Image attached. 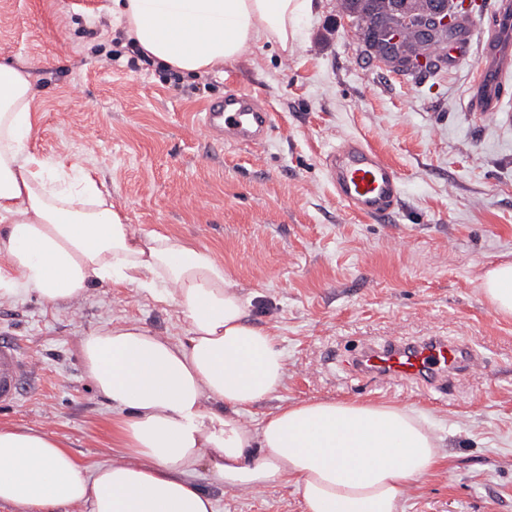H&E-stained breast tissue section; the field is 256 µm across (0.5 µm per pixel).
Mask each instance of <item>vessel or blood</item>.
Instances as JSON below:
<instances>
[{
	"label": "vessel or blood",
	"mask_w": 512,
	"mask_h": 512,
	"mask_svg": "<svg viewBox=\"0 0 512 512\" xmlns=\"http://www.w3.org/2000/svg\"><path fill=\"white\" fill-rule=\"evenodd\" d=\"M495 21L482 41L471 111L496 114L502 90L512 80V0H500ZM210 139L238 144L263 142L272 129V115L248 94L235 92L211 105L199 122ZM337 199L355 214L391 221L401 198L398 172L357 139L341 142L327 159ZM359 376L391 386L410 385L445 393L448 385L475 375L482 363L460 336L392 337L363 345L352 360ZM30 362L10 340L0 338V405L16 402Z\"/></svg>",
	"instance_id": "1"
}]
</instances>
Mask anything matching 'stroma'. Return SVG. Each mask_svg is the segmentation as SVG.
<instances>
[{
	"label": "stroma",
	"mask_w": 512,
	"mask_h": 512,
	"mask_svg": "<svg viewBox=\"0 0 512 512\" xmlns=\"http://www.w3.org/2000/svg\"><path fill=\"white\" fill-rule=\"evenodd\" d=\"M497 2L482 0L438 71L385 68L338 0H312L292 51L264 44L192 76L134 54L107 22L111 0H0V59L24 65L39 89L31 150L95 170L138 230L211 249L250 322L276 332L287 374L247 423L320 399L407 406L434 425L444 456L404 512H512V318L478 288L485 269L512 262V81L498 115L469 110ZM232 89L269 107L262 146L220 147L198 128ZM349 138L401 177L391 223L336 198L326 159ZM129 323L176 343L186 334L175 306L134 287L97 286L69 305L33 293L0 302V336L35 365L0 425L47 431L87 465L113 458L118 415L88 378L80 340ZM435 333L471 338L478 382L442 397L354 375L363 343ZM196 478L215 512H304L288 483L224 489L204 463Z\"/></svg>",
	"instance_id": "1"
}]
</instances>
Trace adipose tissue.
<instances>
[{
  "label": "adipose tissue",
  "mask_w": 512,
  "mask_h": 512,
  "mask_svg": "<svg viewBox=\"0 0 512 512\" xmlns=\"http://www.w3.org/2000/svg\"><path fill=\"white\" fill-rule=\"evenodd\" d=\"M312 0H112L139 56L201 75L261 43L293 49ZM37 89L22 64L0 62V301L37 294L56 306L97 284L160 294L187 322L174 343L136 325L81 340L85 371L117 410L119 457L81 463L38 430L0 426V504L15 512H214L194 478L208 462L228 489L293 483L305 512H402L412 483L442 456L415 410L376 401L317 400L244 416L283 384L274 333L248 320L223 262L167 234L128 224L89 170L33 153ZM512 318V262L479 277Z\"/></svg>",
  "instance_id": "adipose-tissue-1"
}]
</instances>
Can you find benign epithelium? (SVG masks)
I'll return each mask as SVG.
<instances>
[{
  "instance_id": "obj_1",
  "label": "benign epithelium",
  "mask_w": 512,
  "mask_h": 512,
  "mask_svg": "<svg viewBox=\"0 0 512 512\" xmlns=\"http://www.w3.org/2000/svg\"><path fill=\"white\" fill-rule=\"evenodd\" d=\"M480 0H351L350 13L364 16L370 12L390 16L402 23H413L414 44L403 42L396 26L361 25V41L386 67L417 73L441 69L447 59L436 53L434 42L452 46L459 39L460 19L471 16Z\"/></svg>"
}]
</instances>
